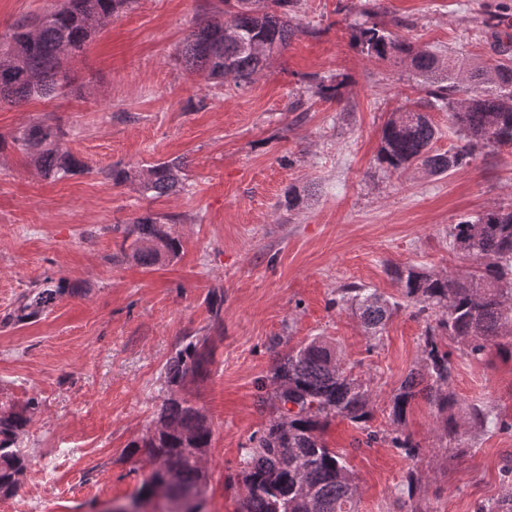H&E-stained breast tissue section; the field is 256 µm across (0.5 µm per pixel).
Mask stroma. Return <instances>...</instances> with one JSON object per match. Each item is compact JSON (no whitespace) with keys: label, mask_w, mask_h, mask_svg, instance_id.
I'll list each match as a JSON object with an SVG mask.
<instances>
[{"label":"stroma","mask_w":512,"mask_h":512,"mask_svg":"<svg viewBox=\"0 0 512 512\" xmlns=\"http://www.w3.org/2000/svg\"><path fill=\"white\" fill-rule=\"evenodd\" d=\"M223 0H133L70 58L72 84L50 100L0 105V135L42 120L67 131L61 147L90 171L40 176L30 155L0 146V316L33 282L83 287L40 320L0 324V397L39 400L20 451L29 461L0 512H103L141 492L152 465L134 451L165 394L167 359L189 339L214 348L209 376L187 396L212 423L204 457L205 512H240L251 436L273 418L260 398L277 352L322 337L373 389L368 430H391L392 397L416 367L425 322L402 310L380 336L333 301L357 283L396 298L391 265L463 274L453 224L512 203V149L448 176L384 172L375 156L394 110L420 96L404 70L371 60L351 41L377 25L416 46L492 57L512 34V0H302L299 32L245 90L186 69L181 42ZM344 84L340 101L307 90L310 75ZM301 101L293 109V101ZM184 158L182 189L157 199L112 185L114 166ZM303 202L278 208L288 187ZM174 216L183 248L146 268L110 257V225L145 210ZM224 295L213 317L212 292ZM461 404L512 418V360L488 349L454 353ZM435 409L416 399L411 461L343 419L324 437L359 478V512H479L512 499V431L473 432L468 451L443 447ZM420 482L405 493L409 469Z\"/></svg>","instance_id":"1"}]
</instances>
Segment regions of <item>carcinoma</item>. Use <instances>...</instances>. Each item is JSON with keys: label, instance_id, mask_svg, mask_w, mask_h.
<instances>
[{"label": "carcinoma", "instance_id": "1", "mask_svg": "<svg viewBox=\"0 0 512 512\" xmlns=\"http://www.w3.org/2000/svg\"><path fill=\"white\" fill-rule=\"evenodd\" d=\"M130 0H62L53 10L15 23L10 41L0 44V102L19 105L30 99L53 98L72 83L66 61L81 51L100 25ZM301 0H235L224 18L197 21L182 41L181 58L209 79H229L237 88L249 86L276 54L288 48L299 32L289 15ZM354 42L370 59L390 61L415 77L425 97L412 108L390 114L380 132L378 166L389 172L413 169L439 176L469 167L478 156L512 147V64L505 60L510 45H500L501 58L469 61L457 54L444 59L375 25L357 28ZM318 97L335 101L338 86L314 77ZM448 113L459 143L446 152L433 149L439 129L430 111ZM66 132L59 124L41 121L11 137L12 145L31 152L45 178L61 179L88 171L77 156L59 147ZM185 162L179 158L145 166H115L108 173L115 185L135 183L142 194L166 196L182 183ZM172 218L149 210L110 230L121 235L112 261L131 259L150 267L179 256L182 240ZM451 247L472 261L465 274L393 266L390 274L404 303L375 288L350 284L339 290L337 307L354 311L366 333L377 335L406 304L426 320L418 367L409 371L392 398L393 429L382 437L414 461L421 446L404 432L407 414L420 396L437 410L439 429L456 451L468 447L465 427L492 425L511 430L512 423L484 403L467 405L460 414L451 390L452 352L481 358L490 347L512 358V204L498 205L453 226ZM83 290L68 279L35 282L0 323L35 322L66 295ZM213 362L206 341H189L169 357L164 368L167 396L154 427L130 447L147 449L152 471L142 496L168 481L173 490L201 494L206 482L202 460L211 446L212 427L205 412L180 391L204 380ZM263 403L277 412L251 438L242 470L245 495L242 512H358V486L345 451L323 438L329 420L341 417L367 428L373 416L370 383L352 376L341 353L315 337L277 353ZM39 402L23 405L0 401V497L14 493L27 461L18 450L20 436L33 420Z\"/></svg>", "mask_w": 512, "mask_h": 512}]
</instances>
